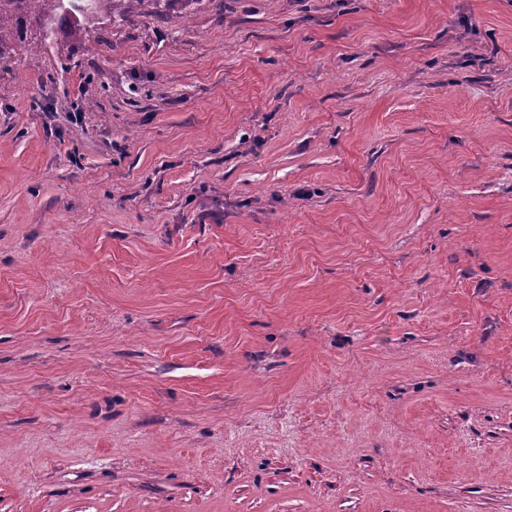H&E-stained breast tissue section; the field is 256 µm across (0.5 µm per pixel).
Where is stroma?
<instances>
[{
	"label": "stroma",
	"mask_w": 512,
	"mask_h": 512,
	"mask_svg": "<svg viewBox=\"0 0 512 512\" xmlns=\"http://www.w3.org/2000/svg\"><path fill=\"white\" fill-rule=\"evenodd\" d=\"M7 25L0 512H512V0Z\"/></svg>",
	"instance_id": "obj_1"
}]
</instances>
